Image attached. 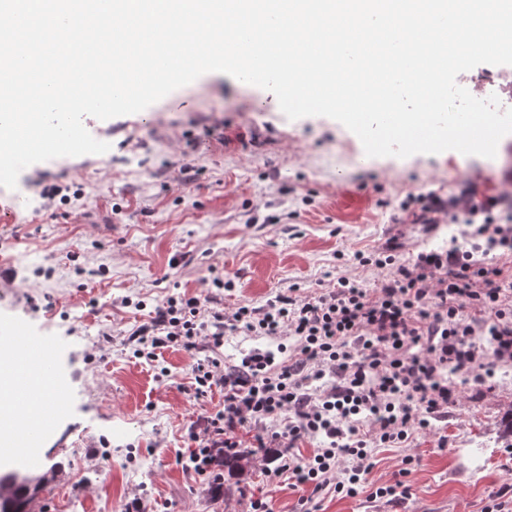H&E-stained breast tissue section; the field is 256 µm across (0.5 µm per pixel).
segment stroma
<instances>
[{
  "instance_id": "35a3bbf8",
  "label": "stroma",
  "mask_w": 512,
  "mask_h": 512,
  "mask_svg": "<svg viewBox=\"0 0 512 512\" xmlns=\"http://www.w3.org/2000/svg\"><path fill=\"white\" fill-rule=\"evenodd\" d=\"M102 154L60 157L23 169L0 204L19 202L0 223V322H17L56 362L64 412L26 454L0 468H54L41 493L46 512H251L272 499L297 512L309 488L270 479H224V493L186 473L197 419L222 400L196 398L201 352L135 357L129 334L167 296L209 295L206 279H233L211 308L262 305L287 288L313 291L347 275L373 283L357 252L397 239L405 254L462 240L441 224L426 236L406 223L401 202L433 191L475 201L512 181L498 160L449 150L406 158L366 155L360 139L324 116L290 120L276 96L224 74L200 76L146 108L108 120L85 117ZM186 264L172 266L173 258ZM144 309H135V301ZM512 407V381L449 409L410 448H382L370 476L392 482L413 456L405 498L314 497L319 512H481L512 484V453L496 424ZM311 495V494H310Z\"/></svg>"
}]
</instances>
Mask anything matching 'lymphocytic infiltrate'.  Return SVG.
<instances>
[{
	"instance_id": "f902f5d3",
	"label": "lymphocytic infiltrate",
	"mask_w": 512,
	"mask_h": 512,
	"mask_svg": "<svg viewBox=\"0 0 512 512\" xmlns=\"http://www.w3.org/2000/svg\"><path fill=\"white\" fill-rule=\"evenodd\" d=\"M498 205L494 197L472 202L466 190L408 198L402 208L425 233L460 220L473 244L407 257L393 241L357 253L360 266L378 272L370 285L342 275L317 292L291 288L260 306L219 310L198 296L168 297L131 333L135 356L152 361L167 347L209 348L193 368L194 392L224 394L194 424L182 467L221 491L216 456L247 442L260 456L276 449L270 478L358 496L377 449L406 447L461 401L449 372L483 386L491 364L512 363V223L494 217ZM230 334L286 336L296 349L279 362L256 348L228 365L217 352ZM310 438L317 448L298 452Z\"/></svg>"
}]
</instances>
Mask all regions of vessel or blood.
<instances>
[{
  "mask_svg": "<svg viewBox=\"0 0 512 512\" xmlns=\"http://www.w3.org/2000/svg\"><path fill=\"white\" fill-rule=\"evenodd\" d=\"M0 341L14 349L18 364L13 371L6 409L26 413L19 426L10 453H23L31 438L47 430L51 419L62 410L58 396L48 385L54 369L40 343L31 341L16 326L0 328Z\"/></svg>",
  "mask_w": 512,
  "mask_h": 512,
  "instance_id": "vessel-or-blood-1",
  "label": "vessel or blood"
}]
</instances>
